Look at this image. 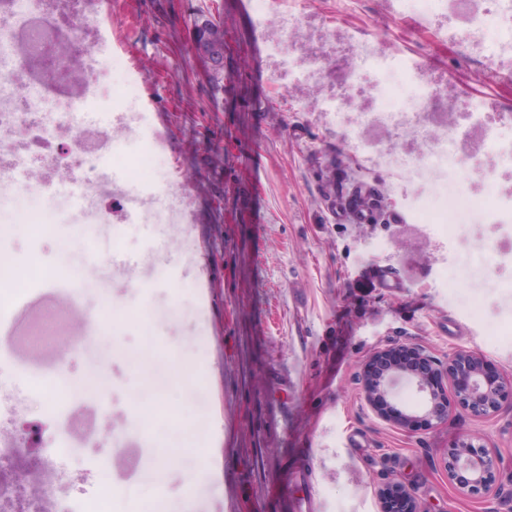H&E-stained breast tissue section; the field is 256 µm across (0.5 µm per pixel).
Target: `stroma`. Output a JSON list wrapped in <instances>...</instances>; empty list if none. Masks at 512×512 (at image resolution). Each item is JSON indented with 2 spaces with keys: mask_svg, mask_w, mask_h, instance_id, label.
I'll use <instances>...</instances> for the list:
<instances>
[{
  "mask_svg": "<svg viewBox=\"0 0 512 512\" xmlns=\"http://www.w3.org/2000/svg\"><path fill=\"white\" fill-rule=\"evenodd\" d=\"M249 0H112L107 23L129 35L130 57L153 95L151 123L166 162H154L156 184L185 190L194 216L185 224H73L58 196L55 226L67 253L26 233L0 227L17 271L40 259V290L72 306L87 334L64 370L79 376L102 365L108 389L87 397L105 406L97 436L69 448L65 482L79 487L71 512H92L100 475L110 471L113 512H132L141 474H125L124 451L152 454L166 436L165 418L135 402L134 361L178 358L186 371L170 401L181 411L188 452L173 462L166 500L174 512H379V493L401 484L429 512H512V410L487 417L464 409L419 430L384 420L365 402L363 366L380 351L414 345L440 366L459 350L480 354L512 381V342L483 336L480 320L446 302L433 285L437 253L411 256L372 247L405 218L387 175L362 166L343 134L316 112H300L308 88L279 90L251 34ZM351 26L379 28L390 43L415 51L427 34L409 32L352 0ZM224 41L223 71L193 52L202 27ZM448 73L496 104L512 106V86L493 70H475L457 51ZM106 157L129 184L152 148L140 136L113 131ZM373 190L375 220L340 213L339 194ZM132 263L113 272L108 257ZM402 286L390 293L378 276ZM0 334V386L22 392L20 419L66 442L69 398L46 409L36 388L15 373ZM208 395L205 415L183 405V387ZM494 451L493 486L473 494L448 475V449L458 435Z\"/></svg>",
  "mask_w": 512,
  "mask_h": 512,
  "instance_id": "1",
  "label": "stroma"
}]
</instances>
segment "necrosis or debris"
I'll list each match as a JSON object with an SVG mask.
<instances>
[{
  "mask_svg": "<svg viewBox=\"0 0 512 512\" xmlns=\"http://www.w3.org/2000/svg\"><path fill=\"white\" fill-rule=\"evenodd\" d=\"M308 0H251L250 26L264 38L265 56L274 82L282 87L326 85L325 95L303 103L343 130L350 153L366 168L386 173L401 189L407 205L406 227L438 251L453 255L476 250L484 267L464 271L465 281L490 283L512 298V140L500 138L512 129V108L491 109L485 97L448 79L447 60L387 46L380 32L339 26L337 18L320 17L307 9ZM394 19L410 20L437 45L461 48L473 68L493 63L502 79L512 78V0H365ZM280 35L264 37L269 20ZM60 18L39 0H0V190L11 195L33 193L13 175L15 163L29 167L65 168L63 157L40 151L59 128L70 125L74 109L97 100L106 70L128 76V56L113 54L104 61L86 47L85 78L77 96L50 82V49ZM337 62L326 78L321 55ZM129 94L141 91L130 80ZM461 112L449 121L448 97ZM402 133V146L384 141L382 132ZM82 193L76 204L84 217L98 224L110 221L111 204L98 191L103 177L100 159L107 147L104 129L84 127L76 135ZM494 224L492 238L470 235L475 222ZM70 331L68 311L36 320H9L7 334L22 349L44 351L31 368L36 379L58 377L62 361L58 341Z\"/></svg>",
  "mask_w": 512,
  "mask_h": 512,
  "instance_id": "1",
  "label": "necrosis or debris"
}]
</instances>
